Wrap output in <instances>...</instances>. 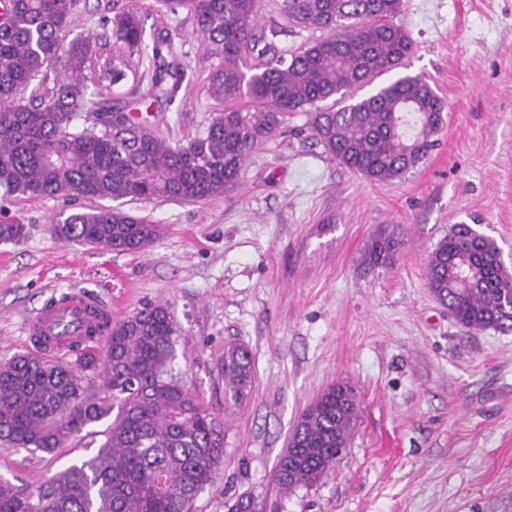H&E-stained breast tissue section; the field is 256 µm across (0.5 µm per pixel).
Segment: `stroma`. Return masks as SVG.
<instances>
[{"mask_svg": "<svg viewBox=\"0 0 512 512\" xmlns=\"http://www.w3.org/2000/svg\"><path fill=\"white\" fill-rule=\"evenodd\" d=\"M166 28L191 83L184 99L156 104L171 142H186L223 102L206 85L211 62L187 10L138 0ZM127 0H79L69 38L100 30ZM261 15L278 47L317 30L287 22L281 0ZM413 54L383 82L423 76L445 103L439 144L418 168L373 182L331 161L306 138L310 112L246 163L238 189L200 203L130 201L166 225L138 253L57 239L50 226L92 209L82 199L9 197L20 242H0V362L32 352L23 321L56 292L94 293L120 271L115 311L165 306L177 326L171 375L224 418V466L199 496V512L251 492L257 512H512V332L456 324L430 292L428 255L452 225L469 224L512 256V0H402L396 18ZM401 246L393 263L363 274L360 258L381 230ZM248 349L251 391L224 392L225 345ZM359 401L354 436L317 485L281 494L273 471L302 411L329 385ZM0 450V478L33 487L95 454Z\"/></svg>", "mask_w": 512, "mask_h": 512, "instance_id": "35a3bbf8", "label": "stroma"}]
</instances>
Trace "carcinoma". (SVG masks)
I'll return each mask as SVG.
<instances>
[{
	"instance_id": "1",
	"label": "carcinoma",
	"mask_w": 512,
	"mask_h": 512,
	"mask_svg": "<svg viewBox=\"0 0 512 512\" xmlns=\"http://www.w3.org/2000/svg\"><path fill=\"white\" fill-rule=\"evenodd\" d=\"M166 2L190 13L206 54L219 59L207 93L229 103L175 145L121 92L130 81L142 102L171 104L188 83L172 37L147 32L134 0L105 19L110 31L67 44L77 0H0V189L116 202L52 225L59 240L119 253L146 249L165 226L123 209L127 200L200 202L238 188L257 147L307 107L311 138L332 161L373 181L401 178L438 146L445 104L427 80L400 76L354 99L415 49L393 22L401 0H282L289 22L320 32L291 52L268 41L257 0ZM109 39L112 56L104 58ZM93 81L102 91L88 98ZM24 234L25 225L0 221V242ZM399 245L395 232L381 231L360 266L373 272L392 264ZM426 274L461 326L512 331V270L492 238L454 225L434 245ZM176 331L167 308L149 304L112 323L98 352L91 344L101 329L91 323L89 344L74 341L71 362L32 354L0 362V448L53 453L102 437L94 456L32 491L0 479V512H196L224 465V422L169 376ZM220 370L224 387L244 397L249 351L229 347ZM358 406L353 388L336 383L303 410L274 472L280 492L314 485L336 466L332 448L348 445Z\"/></svg>"
}]
</instances>
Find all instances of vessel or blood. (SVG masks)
Here are the masks:
<instances>
[{
    "label": "vessel or blood",
    "instance_id": "b4317fda",
    "mask_svg": "<svg viewBox=\"0 0 512 512\" xmlns=\"http://www.w3.org/2000/svg\"><path fill=\"white\" fill-rule=\"evenodd\" d=\"M112 315L110 302L96 299L87 290L75 287L65 299L49 303L30 316L22 330L34 339L38 355L49 359L65 358L70 343L92 318Z\"/></svg>",
    "mask_w": 512,
    "mask_h": 512
}]
</instances>
